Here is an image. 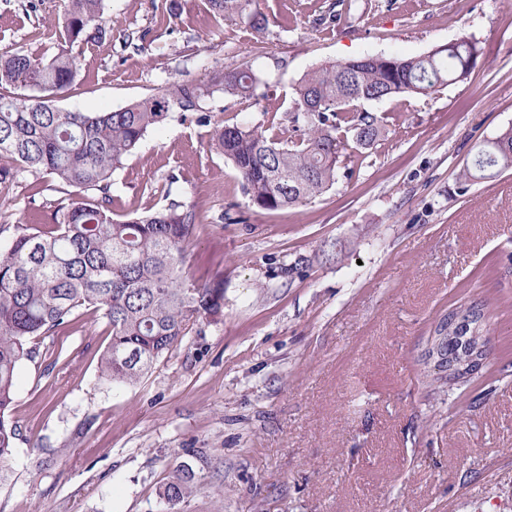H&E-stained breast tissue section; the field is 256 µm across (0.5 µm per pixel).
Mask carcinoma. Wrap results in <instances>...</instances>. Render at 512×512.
<instances>
[{
  "mask_svg": "<svg viewBox=\"0 0 512 512\" xmlns=\"http://www.w3.org/2000/svg\"><path fill=\"white\" fill-rule=\"evenodd\" d=\"M214 25L250 17L253 0H205ZM108 0H66L64 21L38 33L40 45H59L49 60L36 51L0 53V208L24 173L52 176L80 193L51 203L49 224H16L0 249V482L7 480L17 428L8 419L19 368L39 356V343L73 324L86 310L106 321L110 340L98 378L111 387L131 386L160 357L181 344L202 320L224 316V289L200 284L185 271L186 249L197 228L194 206L171 201L112 217V173L146 134L173 112L201 111L219 91L258 103L261 79L249 65L214 72L200 84H171L156 94L109 112L61 111L51 99L81 70V45L112 35ZM480 48L462 37L426 55H371L328 62L293 85L288 124H218L210 148L234 166L251 204L265 210L301 205L331 190L347 150H367L387 137L383 118L362 107L399 95H427L467 81ZM512 171V127L476 143L458 176V191ZM486 322L474 302L443 315L432 341L446 336V354L459 345L456 321ZM203 484L199 468L177 466L159 489L168 512Z\"/></svg>",
  "mask_w": 512,
  "mask_h": 512,
  "instance_id": "1",
  "label": "carcinoma"
}]
</instances>
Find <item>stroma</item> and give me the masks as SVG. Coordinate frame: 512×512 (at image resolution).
Masks as SVG:
<instances>
[{
  "label": "stroma",
  "instance_id": "1",
  "mask_svg": "<svg viewBox=\"0 0 512 512\" xmlns=\"http://www.w3.org/2000/svg\"><path fill=\"white\" fill-rule=\"evenodd\" d=\"M64 3L0 0V51L30 49ZM109 5L111 38L85 44L55 107L115 110L243 63L263 81L258 104L218 93L209 123L167 119L112 176L116 219L194 205L186 271L222 283L224 318L114 391L97 381L99 317L45 341L18 373L0 512H165L158 489L190 452L205 480L178 512H512V172L457 190L472 146L512 126V0H254L260 31L214 26L203 0ZM463 36L481 50L470 79L367 103L386 141L311 202L253 206L209 148L214 123L287 122L292 85L323 63ZM51 182L24 175L0 225L30 223ZM470 302L485 305L486 358L429 387L430 330Z\"/></svg>",
  "mask_w": 512,
  "mask_h": 512
}]
</instances>
